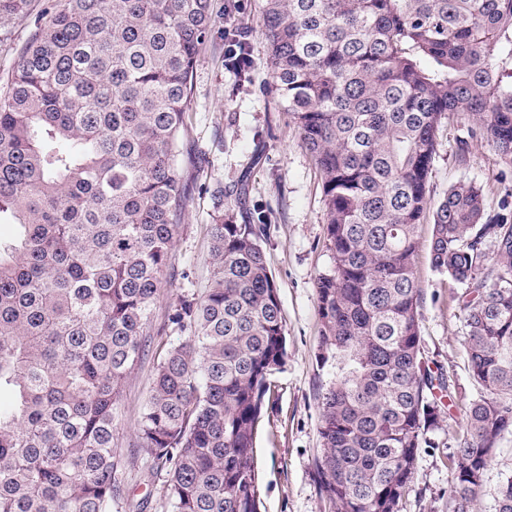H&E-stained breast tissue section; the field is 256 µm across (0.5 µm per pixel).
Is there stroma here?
<instances>
[{"label":"stroma","mask_w":512,"mask_h":512,"mask_svg":"<svg viewBox=\"0 0 512 512\" xmlns=\"http://www.w3.org/2000/svg\"><path fill=\"white\" fill-rule=\"evenodd\" d=\"M236 16L250 32L252 64L239 73L224 60V18L198 60L193 95L182 132L180 173L188 205L179 222L169 266L181 272L153 309L146 351L123 384L112 424V446L119 460L121 489L112 512H167L165 470L153 468L137 440L139 412L148 400L162 337L171 335L168 317L181 296L202 291L210 277L209 231L219 206L211 188L244 185L235 201L237 215L259 208L268 216L261 245L279 291L288 360L274 378L273 394L264 408L257 438L262 482L261 512H328L315 479L320 453L322 385L336 377L333 366L319 362L321 323L314 281L330 264L325 247L322 183L310 154L301 146L285 112L269 64L263 35L261 0H240ZM59 0H28L26 10L0 24V87L10 79L21 51L57 10ZM471 119L455 115L438 132L430 198L439 202L459 181L481 186L487 210L494 211L512 192V170L484 141H470ZM469 141L466 159H459L460 141ZM423 288L420 327L424 357L454 385V397L441 411L438 424L420 448L414 486L399 512H448L452 480L449 457L462 432L463 410L479 397L464 350L465 329L459 316L461 285L432 270L427 251L415 259ZM512 474V433L500 440L484 475L478 512H495V497L505 476Z\"/></svg>","instance_id":"stroma-1"}]
</instances>
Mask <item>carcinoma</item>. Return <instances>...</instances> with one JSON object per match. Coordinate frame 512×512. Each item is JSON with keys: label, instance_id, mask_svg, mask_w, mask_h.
Masks as SVG:
<instances>
[{"label": "carcinoma", "instance_id": "carcinoma-1", "mask_svg": "<svg viewBox=\"0 0 512 512\" xmlns=\"http://www.w3.org/2000/svg\"><path fill=\"white\" fill-rule=\"evenodd\" d=\"M0 96V512H112L113 406L144 353L187 194L181 130L214 0H62ZM272 72L319 170L329 268L316 482L331 512H398L452 385L423 354L419 224L464 286L480 398L449 457L448 512H477L512 431V203L472 181L431 207L437 131L466 114L512 166V0H262ZM267 217L211 225L210 282L169 317L137 437L169 512H260L256 437L286 322ZM495 512H512V476Z\"/></svg>", "mask_w": 512, "mask_h": 512}]
</instances>
